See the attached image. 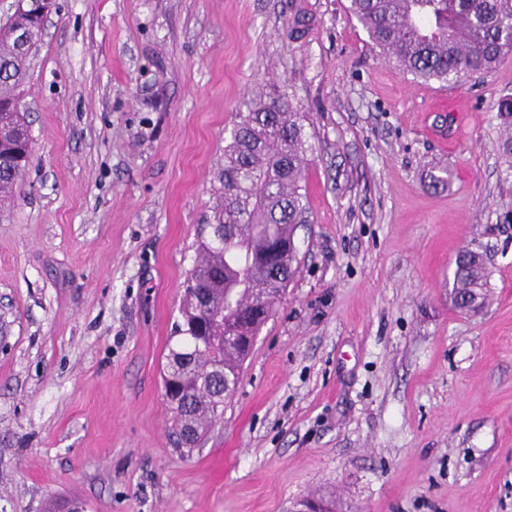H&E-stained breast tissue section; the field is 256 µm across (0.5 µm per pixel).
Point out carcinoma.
Listing matches in <instances>:
<instances>
[{"label":"carcinoma","instance_id":"obj_1","mask_svg":"<svg viewBox=\"0 0 512 512\" xmlns=\"http://www.w3.org/2000/svg\"><path fill=\"white\" fill-rule=\"evenodd\" d=\"M348 11L371 42L414 79L447 85L492 72L512 52V0H349ZM42 20L16 11L0 22V153L16 162L0 169V203L13 198L29 145L13 137L25 126L15 107L28 53L17 32ZM304 114L275 94L253 98L224 138L223 189L210 224L224 226V244L208 236L189 271L169 346L163 382H174L177 446L191 421L204 429L240 379L249 352L225 338L256 336L273 314L259 305L266 289L279 298L296 271L294 235L309 223L301 174L308 162ZM488 287L472 250L455 260L452 288Z\"/></svg>","mask_w":512,"mask_h":512}]
</instances>
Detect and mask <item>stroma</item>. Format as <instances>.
<instances>
[{
    "mask_svg": "<svg viewBox=\"0 0 512 512\" xmlns=\"http://www.w3.org/2000/svg\"><path fill=\"white\" fill-rule=\"evenodd\" d=\"M0 208V512H512V54L451 86L348 0H56ZM305 112L298 269L191 453L162 380L242 97ZM447 173L441 190L432 173ZM487 251L484 309L449 300Z\"/></svg>",
    "mask_w": 512,
    "mask_h": 512,
    "instance_id": "stroma-1",
    "label": "stroma"
}]
</instances>
